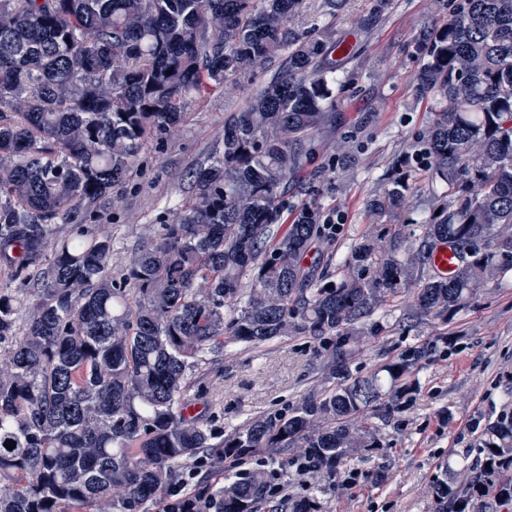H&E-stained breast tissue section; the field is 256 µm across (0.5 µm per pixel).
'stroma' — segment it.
I'll list each match as a JSON object with an SVG mask.
<instances>
[{
    "mask_svg": "<svg viewBox=\"0 0 512 512\" xmlns=\"http://www.w3.org/2000/svg\"><path fill=\"white\" fill-rule=\"evenodd\" d=\"M454 0H391L367 29L374 0H347L330 17L322 0H306L297 21L316 32L334 23L336 35L354 47L337 75L335 119L318 134L310 168L300 170L278 224L287 229L295 209L315 199L336 229L328 246L334 260L326 269L337 282L352 247L368 237L389 238V219L366 210L382 191L397 159L418 153L419 135L434 110L432 97L417 91L423 58L419 37L446 16ZM277 68L268 62L243 78L208 85L177 130L150 140L118 187L119 208L94 207L91 230L110 229L112 275L120 277L138 249L154 241L172 211L189 201V172L201 164L224 135V125ZM413 294L406 286L379 313L382 330L352 344L354 376L386 377L398 356L418 347L426 358L404 377L406 394L387 408H372L360 425L376 437L341 474L312 483L295 465L277 469L273 485L285 497L308 500L315 512H435L434 486L449 461L464 457L479 464L483 428L512 402V272L448 319L426 316L405 326ZM322 343L288 336L258 347L229 344L217 365L207 366L191 390L196 417L232 431L333 385L327 377Z\"/></svg>",
    "mask_w": 512,
    "mask_h": 512,
    "instance_id": "stroma-1",
    "label": "stroma"
}]
</instances>
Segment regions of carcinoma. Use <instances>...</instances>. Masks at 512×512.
<instances>
[{
  "mask_svg": "<svg viewBox=\"0 0 512 512\" xmlns=\"http://www.w3.org/2000/svg\"><path fill=\"white\" fill-rule=\"evenodd\" d=\"M304 0H0V263L33 289L23 333L0 295V512H149L181 468L210 448L267 449L335 475L372 443L354 421L383 399L375 377L350 371L348 337L376 335V311L418 282L410 315L453 316L512 271V0H463L419 44L417 89L437 110L421 134L433 200L417 246L366 238L350 272L326 282L311 249L329 241L322 211L302 204L277 224L288 179L336 107L331 34L295 29ZM277 72L224 125L194 193L112 277V233L84 224L112 200L149 139L185 117L203 84L256 65ZM406 157L367 203L394 214L417 187ZM68 226L63 236L57 225ZM452 245L460 264L433 271ZM283 336L322 340L333 387L237 428L215 444L187 414V392L224 343ZM388 367L392 382L426 356ZM466 490L436 482L437 512L512 509V411L486 428ZM16 442L12 449L5 443ZM268 471L171 501L169 512H254ZM461 508H456V505Z\"/></svg>",
  "mask_w": 512,
  "mask_h": 512,
  "instance_id": "1",
  "label": "carcinoma"
}]
</instances>
